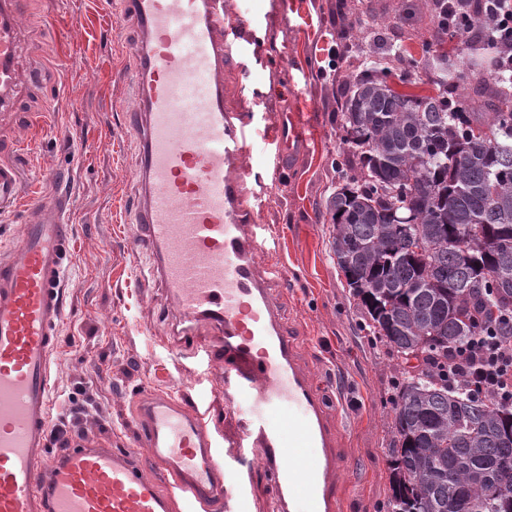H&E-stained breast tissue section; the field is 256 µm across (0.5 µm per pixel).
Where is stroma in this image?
<instances>
[{"label": "stroma", "mask_w": 512, "mask_h": 512, "mask_svg": "<svg viewBox=\"0 0 512 512\" xmlns=\"http://www.w3.org/2000/svg\"><path fill=\"white\" fill-rule=\"evenodd\" d=\"M19 31L21 82L15 111L0 112V160L23 175L17 208L0 218V253L36 216L34 200L54 189L71 198L74 261L63 283L59 346L50 361L51 417L67 413V396L93 401L82 425L88 439L143 456L135 413L150 392L193 397L207 410L216 439L235 428L225 414L219 368L180 348L174 304L163 288L136 282L149 252L134 248L131 222L141 185L139 144L124 124L134 97L129 49L137 39L131 17L113 14L112 0H25ZM246 24V44L224 77V104L253 114L259 125L243 165L252 169L248 196L254 218L276 243L261 264L281 266L287 282L272 295L307 341L300 357L340 400L336 412L348 463L340 512H389L394 401L401 380L383 343L362 328L332 251L326 201L338 183L340 106L336 62L341 42L373 45L386 29L400 50L391 85L400 93L432 95L418 61L431 24L426 0H229ZM361 26L341 30L337 4ZM293 143L274 158L269 136Z\"/></svg>", "instance_id": "obj_1"}]
</instances>
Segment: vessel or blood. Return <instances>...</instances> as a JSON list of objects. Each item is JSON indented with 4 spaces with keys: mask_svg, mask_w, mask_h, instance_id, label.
<instances>
[{
    "mask_svg": "<svg viewBox=\"0 0 512 512\" xmlns=\"http://www.w3.org/2000/svg\"><path fill=\"white\" fill-rule=\"evenodd\" d=\"M23 0H0V109L18 80ZM140 37L132 49L130 129L143 195L134 247L155 263L142 287L164 285L185 322L209 336L196 351L220 363L224 405L248 399L224 445L261 458L276 487L271 512H339L347 464L321 384L297 359L298 341L272 299L282 269L257 270L264 252L241 165L256 128L224 108V71L243 40L227 0H122ZM21 177L0 162V216ZM69 201L43 195L34 223L0 257V512H248L250 472L226 471L195 401L149 394L139 409L143 457L81 444L46 463L50 359L58 345L61 283L73 255ZM294 416L271 424L282 408ZM317 456H310V449ZM169 473L162 491L156 472Z\"/></svg>",
    "mask_w": 512,
    "mask_h": 512,
    "instance_id": "vessel-or-blood-1",
    "label": "vessel or blood"
}]
</instances>
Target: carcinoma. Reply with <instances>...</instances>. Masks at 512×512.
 Wrapping results in <instances>:
<instances>
[{
    "instance_id": "cac0c4a2",
    "label": "carcinoma",
    "mask_w": 512,
    "mask_h": 512,
    "mask_svg": "<svg viewBox=\"0 0 512 512\" xmlns=\"http://www.w3.org/2000/svg\"><path fill=\"white\" fill-rule=\"evenodd\" d=\"M485 0H461L474 34L433 25L423 67L435 96L398 93L386 50L336 76L343 98L332 249L376 338L427 372L404 379L394 404L390 512H512V408L448 389L433 362L481 332L475 313L512 309V73L474 81L437 48L489 62Z\"/></svg>"
}]
</instances>
